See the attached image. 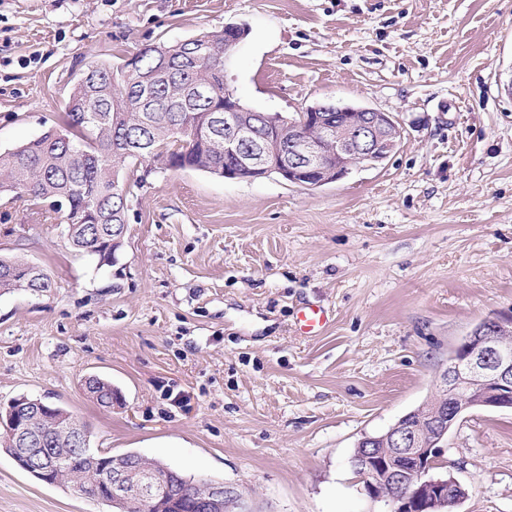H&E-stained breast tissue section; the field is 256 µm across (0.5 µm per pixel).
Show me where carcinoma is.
<instances>
[{
  "instance_id": "1",
  "label": "carcinoma",
  "mask_w": 512,
  "mask_h": 512,
  "mask_svg": "<svg viewBox=\"0 0 512 512\" xmlns=\"http://www.w3.org/2000/svg\"><path fill=\"white\" fill-rule=\"evenodd\" d=\"M166 79L152 90L146 84L159 63ZM134 65L136 73L125 75ZM211 71L210 98L184 90ZM224 107V32L203 34L195 40L148 46L120 66L95 63L74 85L67 104L66 129L48 132L12 150L0 152V195L15 200L50 199L66 207L65 224L73 227L70 246L92 253L97 236L119 230L115 215L126 214L128 200L112 196L113 178L129 166L148 159L159 147L170 151L174 130L188 147V162L196 170L224 175V150H204L195 141L205 128L208 112ZM150 121L149 135L141 133L137 117ZM23 262L0 258V293L19 289ZM100 407H109L112 383L101 378L90 389ZM86 471V460L77 451L60 460L58 485L73 486ZM165 492L163 512H190L197 483L173 469H158Z\"/></svg>"
}]
</instances>
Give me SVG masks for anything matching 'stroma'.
Wrapping results in <instances>:
<instances>
[{
	"instance_id": "obj_1",
	"label": "stroma",
	"mask_w": 512,
	"mask_h": 512,
	"mask_svg": "<svg viewBox=\"0 0 512 512\" xmlns=\"http://www.w3.org/2000/svg\"><path fill=\"white\" fill-rule=\"evenodd\" d=\"M228 23L247 29L224 67L245 105L389 112L396 150L321 187L143 162L111 265L46 202L1 197L0 257L52 288L0 295V406L62 407L93 452L234 486L252 512H383L357 441L512 312V0H0V151L62 130L89 63ZM306 302L333 315L319 335L294 331ZM441 461L467 490L454 512H512L511 409L465 414ZM0 512L109 508L0 451Z\"/></svg>"
}]
</instances>
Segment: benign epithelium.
I'll use <instances>...</instances> for the list:
<instances>
[{"mask_svg":"<svg viewBox=\"0 0 512 512\" xmlns=\"http://www.w3.org/2000/svg\"><path fill=\"white\" fill-rule=\"evenodd\" d=\"M224 59L245 37L243 27L224 25ZM264 127L265 135L258 134ZM290 128L287 137L282 129ZM224 129V156L233 163L224 167V177L252 179L277 174L284 180L319 187L345 177L356 166L373 165L391 155L401 130L389 112L373 108L345 110L316 105L300 113L295 121L279 114H247L233 89L224 87V108L211 115V130ZM512 314L496 315L474 327L454 347L438 375L437 391L442 397L432 415L433 425L446 432L442 414L453 408L458 416L476 406L486 409L512 408ZM55 409L39 399L20 397L0 413V428L13 439V459L23 470L48 482H56L57 449L48 448L46 432L62 434L71 445L86 448L88 438L77 422L61 421ZM380 439L390 448L386 461L358 469L364 488L373 500L383 503L387 512H427L428 504L453 509L460 500L462 486L436 473L440 468L439 440L426 439L402 417ZM416 462L414 476L395 465L393 459ZM89 468L83 475V489L104 481L112 487L113 498L123 504L133 500L158 506L164 490L154 484V471L147 464H132L122 457L88 456ZM388 483L393 493L380 492ZM236 494L221 484L205 486L193 500L200 512H227Z\"/></svg>","mask_w":512,"mask_h":512,"instance_id":"obj_1","label":"benign epithelium"}]
</instances>
